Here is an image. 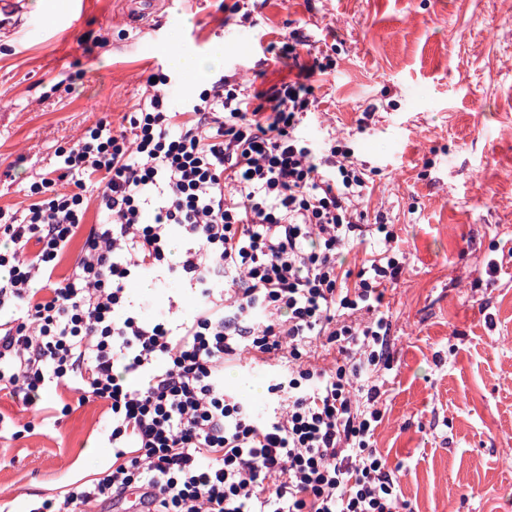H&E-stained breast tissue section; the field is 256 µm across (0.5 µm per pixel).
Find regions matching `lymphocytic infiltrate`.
I'll return each instance as SVG.
<instances>
[{
  "label": "lymphocytic infiltrate",
  "instance_id": "obj_1",
  "mask_svg": "<svg viewBox=\"0 0 512 512\" xmlns=\"http://www.w3.org/2000/svg\"><path fill=\"white\" fill-rule=\"evenodd\" d=\"M321 68L263 90L224 77L181 112L157 73L124 129L87 127L26 208H0V392L33 406L64 384L112 416L111 467L31 512L133 487L153 512H398L371 379L391 368L381 305L403 253L360 207L371 187L353 151L302 131ZM366 231L374 250L346 269ZM145 273L192 290L195 314L145 316L129 293ZM320 351L333 367L314 363ZM245 353L276 363L274 419L224 390L225 363Z\"/></svg>",
  "mask_w": 512,
  "mask_h": 512
}]
</instances>
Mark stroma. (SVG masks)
Here are the masks:
<instances>
[{"label": "stroma", "instance_id": "obj_1", "mask_svg": "<svg viewBox=\"0 0 512 512\" xmlns=\"http://www.w3.org/2000/svg\"><path fill=\"white\" fill-rule=\"evenodd\" d=\"M30 17L0 34V208L23 209L29 187L100 119L113 128L166 69L175 41L224 61L255 88L291 77L290 33L329 57L311 83L303 125L314 142L345 138L374 188L366 202L402 240L405 259L384 306L392 320L376 446L410 512H512V0H167L135 28L127 0H27ZM498 263L490 273V263ZM144 313L190 315L194 296L147 277ZM269 366L224 367V389L271 415ZM41 420L9 396L0 413L35 426L0 436V504L27 512L112 464L110 418L97 402Z\"/></svg>", "mask_w": 512, "mask_h": 512}]
</instances>
